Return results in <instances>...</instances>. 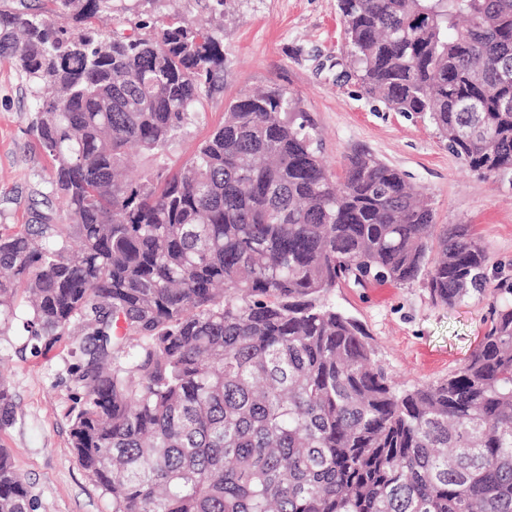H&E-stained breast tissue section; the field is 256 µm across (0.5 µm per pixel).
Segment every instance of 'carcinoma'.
<instances>
[{
  "label": "carcinoma",
  "mask_w": 512,
  "mask_h": 512,
  "mask_svg": "<svg viewBox=\"0 0 512 512\" xmlns=\"http://www.w3.org/2000/svg\"><path fill=\"white\" fill-rule=\"evenodd\" d=\"M360 88L428 118L480 177L512 175V0H339ZM112 0H0V59L52 163L0 230V336L75 344L79 466L112 512H512V283L467 363L406 389L330 294L487 287L485 247L369 153L342 180L301 100L247 92L173 170L223 64L180 13L104 31ZM138 146L151 169L126 173ZM0 384V428L15 418ZM0 512L31 499L0 447Z\"/></svg>",
  "instance_id": "1"
}]
</instances>
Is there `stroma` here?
I'll list each match as a JSON object with an SVG mask.
<instances>
[{
	"instance_id": "1",
	"label": "stroma",
	"mask_w": 512,
	"mask_h": 512,
	"mask_svg": "<svg viewBox=\"0 0 512 512\" xmlns=\"http://www.w3.org/2000/svg\"><path fill=\"white\" fill-rule=\"evenodd\" d=\"M224 65L189 134L168 157L179 167L224 118L239 93L280 87L299 97L322 140L330 172L365 150L429 198L439 224H465L487 251L490 284L512 282V182L469 172L435 128L415 113L389 110L353 79L337 0H226L220 34ZM33 100L11 63L0 60V227L29 223L50 162L29 132ZM337 307L363 324L376 357L403 387L460 368L489 324V296L471 293L455 306L435 303L424 280L403 285L345 284ZM69 341L34 353L22 327L0 338V379L16 418L0 430L34 512H112V499L79 467L67 415L75 404Z\"/></svg>"
}]
</instances>
